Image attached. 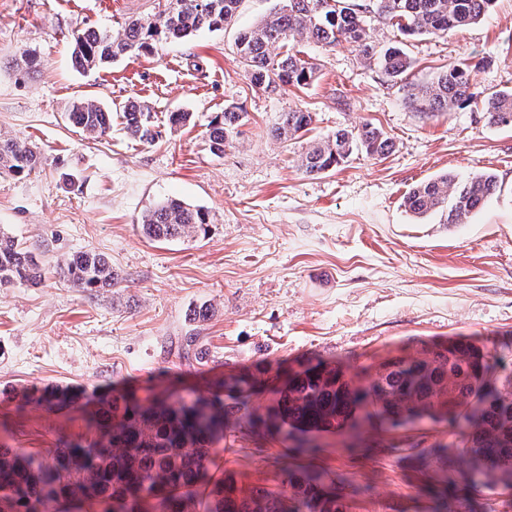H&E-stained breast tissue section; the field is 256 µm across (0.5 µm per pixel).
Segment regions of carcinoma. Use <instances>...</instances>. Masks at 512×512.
<instances>
[{
  "instance_id": "carcinoma-1",
  "label": "carcinoma",
  "mask_w": 512,
  "mask_h": 512,
  "mask_svg": "<svg viewBox=\"0 0 512 512\" xmlns=\"http://www.w3.org/2000/svg\"><path fill=\"white\" fill-rule=\"evenodd\" d=\"M241 0H165V8L146 17H131L123 33L87 30L74 38L72 59L76 68L89 70L123 56L149 51L162 39H182L207 28L221 29L234 19ZM494 0H279L269 17L240 33L236 48L252 85L263 91L278 86L305 87L317 79V67L295 53L277 58L270 48L306 38L324 46L348 44L376 57L391 82L403 80L411 60L399 46L376 53L364 13L371 11L396 26L404 37H444L479 23ZM479 93L470 79V64L460 62L425 85L411 84L407 100L418 112H450L475 101ZM485 115L492 126L512 127V90L496 91L484 98ZM68 120L92 139L112 131V109L95 101H77ZM127 131L151 143L150 113L131 102L123 107ZM245 113L231 104L209 123L211 150L220 156L243 124ZM313 122L310 112L281 113L272 130L287 142L300 138ZM393 141L380 128L365 124L353 132L338 130L309 148L300 167L310 175L331 170L352 154L382 157ZM41 163L36 147L0 136V174L22 175ZM490 173L466 180L444 174L413 188L404 198L406 211L416 217L441 215L445 224H461L481 208L497 190ZM145 236L152 241L194 237L206 231L208 218L201 209L169 199L141 217ZM36 248L23 245L0 230V288L35 284L42 279ZM55 273L74 288H115L120 277L106 255L85 250L58 260ZM430 357L391 356L374 366L360 368L352 377L325 361L307 364L283 377L264 379L253 374L230 375L214 383L209 395L190 403H173L165 394L143 400L126 395L103 402L93 418L100 436L92 443L67 444L40 460L21 461L0 445V512H51L53 504L75 495L104 505L103 512L119 501L131 512H349L348 496L337 490L343 484L328 473L295 469L280 487L246 492L232 478L215 476L219 468L217 440L228 429L258 437L273 432L297 445L295 451L314 457L319 445H309L313 434L356 430L364 422L404 426L417 415L433 422L452 418L461 408L447 404V390L475 398L482 408L466 416L470 431L463 449L450 444L440 449L448 472L465 463L487 476L512 464V397L501 395L489 383L497 363L472 342L429 350ZM457 381L448 386V372ZM277 396L274 409L263 417L250 409L261 390Z\"/></svg>"
}]
</instances>
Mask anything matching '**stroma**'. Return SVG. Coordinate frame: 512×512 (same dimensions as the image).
Masks as SVG:
<instances>
[{
  "instance_id": "obj_1",
  "label": "stroma",
  "mask_w": 512,
  "mask_h": 512,
  "mask_svg": "<svg viewBox=\"0 0 512 512\" xmlns=\"http://www.w3.org/2000/svg\"><path fill=\"white\" fill-rule=\"evenodd\" d=\"M276 4L242 0L230 26L79 71L71 64L78 32L120 33L126 19L153 15L165 0H0V135L43 156L30 174L0 177V228L46 248L41 284L0 288V442L19 457L94 441L96 393L132 390L142 399L167 389L190 400L212 378L309 359L351 372L467 339L495 355L496 385L512 391V129L487 124L478 104L415 111L375 60L345 44L295 40L317 81L254 88L235 41ZM368 22L376 48L404 43L411 82L466 60L478 90L512 89V0H495L480 23L445 37L404 40L383 19ZM27 57L37 61L29 70L19 66ZM79 100L111 108L110 136L87 138L68 121ZM130 101L148 108L155 142L126 134L120 112ZM231 103L247 117L218 157L207 125ZM296 109L313 122L281 144L271 131ZM173 112L194 119L174 127ZM367 122L391 137L388 155L356 153L315 175L299 169L312 142ZM482 172L500 189L464 223L417 218L403 206L437 175ZM170 198L205 210L206 234L146 239L142 214ZM84 249L111 259L118 287L86 291L59 280L57 257ZM189 336L196 342L186 357ZM56 392L73 394L72 404H38ZM467 429L461 417L395 431L367 424L351 440L327 436L313 458L293 454L281 436L226 438L219 463L243 489L279 484L283 458L363 486L352 512H434L448 467L432 450L461 444ZM451 507L512 512V492L474 475L458 483Z\"/></svg>"
}]
</instances>
